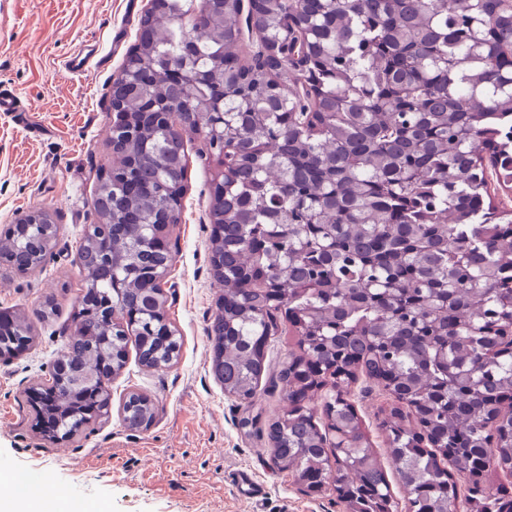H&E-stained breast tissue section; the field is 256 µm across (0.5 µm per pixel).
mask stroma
Returning <instances> with one entry per match:
<instances>
[{"label": "stroma", "mask_w": 512, "mask_h": 512, "mask_svg": "<svg viewBox=\"0 0 512 512\" xmlns=\"http://www.w3.org/2000/svg\"><path fill=\"white\" fill-rule=\"evenodd\" d=\"M148 3L0 0V86L30 106L0 114V237L18 215L39 207L60 227L58 245L41 267L0 272V314L24 318L34 337L29 350L0 360V470L45 477L24 498L0 502V512H23L26 500L39 497L45 512H343L333 490L304 493L273 467L265 435L242 429L245 415L257 416L261 426L277 415L279 392L259 389L247 409L225 394L212 372L208 329L224 296L209 261L214 164L205 139L191 132L180 221L169 234L174 261L165 280L164 313L181 342L176 359L149 369L129 352L110 382L109 417L94 419L69 443L53 444L36 429L28 388L46 382L75 322L83 284L76 246L96 220L93 200L115 163L112 81L138 42ZM78 49L107 57V65L66 71L65 60ZM49 299L56 312L45 318L41 309ZM133 392L155 407L150 425L135 431L120 416ZM352 399L387 472H394L387 435L378 427L387 396L361 380ZM240 469L264 484V501L239 496L232 475Z\"/></svg>", "instance_id": "35a3bbf8"}]
</instances>
